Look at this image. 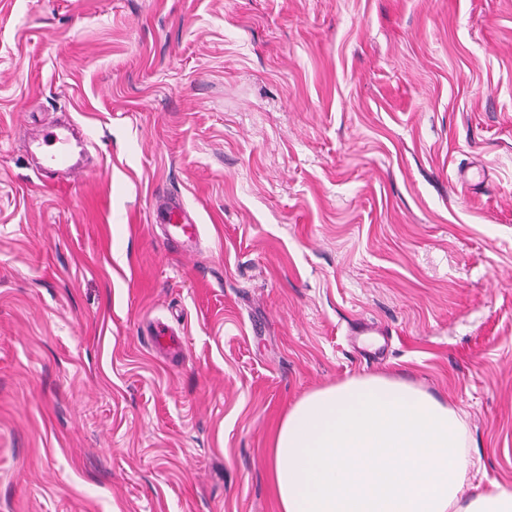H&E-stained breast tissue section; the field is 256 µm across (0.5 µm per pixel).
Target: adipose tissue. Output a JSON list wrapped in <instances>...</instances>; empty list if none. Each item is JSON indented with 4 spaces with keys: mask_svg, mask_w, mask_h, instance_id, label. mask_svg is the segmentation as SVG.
<instances>
[{
    "mask_svg": "<svg viewBox=\"0 0 512 512\" xmlns=\"http://www.w3.org/2000/svg\"><path fill=\"white\" fill-rule=\"evenodd\" d=\"M467 433L461 409L401 377L315 389L272 438L280 512H512V486L470 493Z\"/></svg>",
    "mask_w": 512,
    "mask_h": 512,
    "instance_id": "ef3b65f1",
    "label": "adipose tissue"
}]
</instances>
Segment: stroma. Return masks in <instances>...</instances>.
Listing matches in <instances>:
<instances>
[{"label":"stroma","instance_id":"stroma-1","mask_svg":"<svg viewBox=\"0 0 512 512\" xmlns=\"http://www.w3.org/2000/svg\"><path fill=\"white\" fill-rule=\"evenodd\" d=\"M385 372L512 485V0H0V512H278L288 408ZM70 136V128L65 125H54L42 131L37 148L42 153V168L45 171L63 173L71 177L84 171V166L70 160ZM156 224L164 226L169 242L182 246L192 245L199 236V224L184 210L178 198L167 197L157 202ZM150 334V341L158 348L174 349L180 345L181 338L175 336L171 328L163 322H156Z\"/></svg>","mask_w":512,"mask_h":512}]
</instances>
